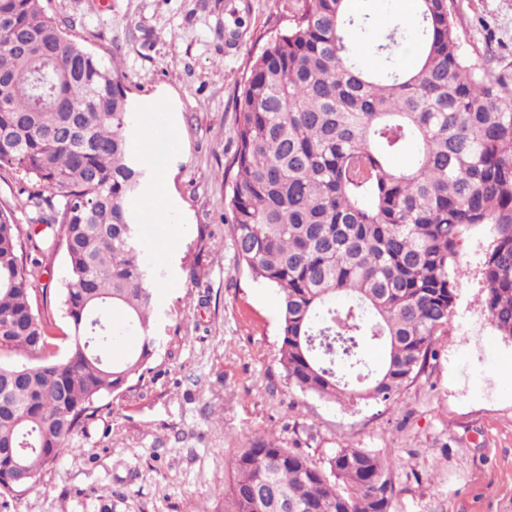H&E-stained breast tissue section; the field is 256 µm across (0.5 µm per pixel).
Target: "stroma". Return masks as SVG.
<instances>
[{"mask_svg": "<svg viewBox=\"0 0 512 512\" xmlns=\"http://www.w3.org/2000/svg\"><path fill=\"white\" fill-rule=\"evenodd\" d=\"M90 50L117 57L152 124L167 174L153 271L159 338L151 371L109 399L87 434L0 512H229L222 487L245 436L395 457L391 512H512V341L482 311L486 227L462 238L469 271L439 362L391 403H334L288 384L278 363L279 298L237 266L224 168L236 148L242 84L296 0H45ZM468 65L512 87V0H448Z\"/></svg>", "mask_w": 512, "mask_h": 512, "instance_id": "obj_1", "label": "stroma"}]
</instances>
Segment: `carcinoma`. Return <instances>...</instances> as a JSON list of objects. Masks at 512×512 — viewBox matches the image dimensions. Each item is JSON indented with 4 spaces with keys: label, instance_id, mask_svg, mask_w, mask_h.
I'll return each mask as SVG.
<instances>
[{
    "label": "carcinoma",
    "instance_id": "carcinoma-1",
    "mask_svg": "<svg viewBox=\"0 0 512 512\" xmlns=\"http://www.w3.org/2000/svg\"><path fill=\"white\" fill-rule=\"evenodd\" d=\"M349 0H308L256 57L241 94L230 226L251 279L278 290L279 364L303 393L387 402L438 359L468 271L458 245L488 225L479 274L483 312L512 339V94L460 50L448 0H418L406 29L357 16ZM352 30L385 58L358 61ZM413 33L418 59L390 58ZM134 105L117 62L105 63L46 12L44 0H0V169L17 176L33 224L65 250L58 305L34 309V257L0 209V498L34 486L86 433L101 402L144 378L157 349L154 276L129 202L147 164L130 148ZM416 152L395 159L408 142ZM67 319L56 352L55 308ZM135 352L108 358L127 329ZM382 349L379 369L366 353ZM394 458L336 449L319 466L296 448L250 436L233 457L232 512H257L269 487L302 512H390Z\"/></svg>",
    "mask_w": 512,
    "mask_h": 512
}]
</instances>
